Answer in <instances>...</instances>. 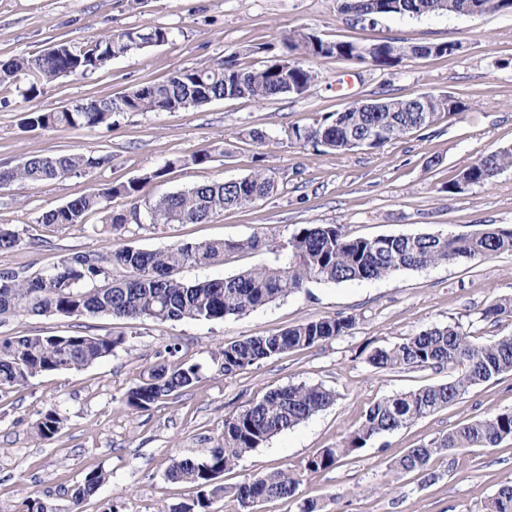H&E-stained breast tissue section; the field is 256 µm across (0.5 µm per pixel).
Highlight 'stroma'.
Instances as JSON below:
<instances>
[{
	"mask_svg": "<svg viewBox=\"0 0 512 512\" xmlns=\"http://www.w3.org/2000/svg\"><path fill=\"white\" fill-rule=\"evenodd\" d=\"M154 24L169 28L168 43L113 59L83 78L44 85L33 101L23 85L0 87V167L26 156L84 151L111 155L110 164L41 185H0V225L22 230L24 241L0 254V269L45 270L65 254L101 251L108 241L144 250L173 244L237 241L258 236L286 241L306 224H338L352 237L471 234L493 224L512 227V168L488 186L450 195L443 187L485 151L512 147V13L479 16H388L351 24L336 0H0V60L36 55L53 44L82 45L116 28ZM305 29L326 40L457 43L452 55L402 59L381 70L334 57L313 67L315 85L302 96L257 102L225 98L173 112H117L111 124L79 129H27L29 106L50 110L92 97H118L142 83L166 81L175 71L219 59L249 45L260 65L279 53L282 36ZM449 94L464 111L442 115L376 149L317 151L291 141L294 127L316 125L354 101ZM265 134V142L252 132ZM207 149L203 164L193 157ZM276 170L278 190L202 224L152 226L132 217L133 206L217 180ZM167 174L143 187L139 202L115 197L108 208L127 217L114 237L100 234L101 217L54 230L38 224L43 211L105 185L126 183L149 168ZM267 250L228 253L223 262L186 267L179 279L195 282L234 276L271 262ZM512 297V254L403 270L373 281L312 283L240 318L216 321L132 322L122 317L17 314L0 320V336H67L85 333L121 338L114 353L79 371L46 373L23 386L0 390V512H19L27 496L67 506L72 487L100 469L109 480L82 512H160L196 499V487L165 476L169 454L209 448L232 416L266 391L290 384L322 385L336 402L299 426L246 454L224 485L276 469L302 474L298 495L264 504L257 512H302L317 501L322 512H483L498 488L512 480V439L495 448L448 453L434 459L429 478L400 475L391 461L406 449L493 412L512 411V372L472 386L452 406L369 443L334 468L309 472L304 465L322 449L342 445L375 402L393 394L448 382L454 368L378 372L369 352L393 346L422 330L458 322L475 341L512 336V318L483 321L490 300ZM349 317L345 336L290 350L237 374L225 375V343L266 336L327 316ZM201 366L191 388L136 412L123 396L165 353ZM56 409L63 419L51 439H37L32 423Z\"/></svg>",
	"mask_w": 512,
	"mask_h": 512,
	"instance_id": "stroma-1",
	"label": "stroma"
}]
</instances>
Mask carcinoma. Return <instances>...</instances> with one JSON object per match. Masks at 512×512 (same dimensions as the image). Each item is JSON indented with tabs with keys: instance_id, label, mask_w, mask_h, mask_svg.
<instances>
[{
	"instance_id": "carcinoma-1",
	"label": "carcinoma",
	"mask_w": 512,
	"mask_h": 512,
	"mask_svg": "<svg viewBox=\"0 0 512 512\" xmlns=\"http://www.w3.org/2000/svg\"><path fill=\"white\" fill-rule=\"evenodd\" d=\"M463 0H378L381 16L423 17L458 14ZM479 11L512 12V0H472ZM170 31L146 24L114 29L108 35L84 45H54L53 51L32 57L0 60V84L18 76L29 78L24 91L28 100L42 86L77 70L85 77L105 67L114 58L147 46L168 42ZM282 51L258 67L246 66L240 59L262 51L242 47L215 61L176 71L164 83H144L119 100L101 97L58 110L29 109L22 124L34 128L75 129L108 123L120 111L167 112L200 107L215 99L248 97L262 102L284 94L301 96L317 80L311 63L319 58L336 57L368 63L380 69L396 66L402 57L393 54L388 41L372 44L366 58L358 54L360 44L326 41L304 30L283 35ZM456 43L408 46L405 54L450 55ZM382 112H338L312 127L293 128L288 137L301 146L344 152L351 141L370 128L381 130L370 148H380L407 132L427 127L439 116L460 112L465 105L450 95H430L431 111L415 112L410 98L381 100ZM111 162L108 155L73 152L54 157L32 155L18 165L0 169V183L45 184L72 173L87 172ZM512 168V147L479 155L458 178L444 186L450 195L467 187L491 184L504 170ZM167 167L150 168L128 183L110 184L98 193L74 198L43 212L37 223L63 229L84 223L89 213L104 215L102 232L112 235L127 221L122 214H111L108 202L117 196L139 198L143 186L166 174ZM275 173L259 168L234 180L212 181L159 197L148 205L152 224H198L231 207H247L274 193ZM23 242L17 229L0 227V254L16 249ZM263 248L257 236L239 241H206L174 244L165 250L149 251L130 246L102 252H75L61 256L52 269L35 275L25 271L0 272V316L24 312L34 315L58 314L67 317L116 316L137 321L221 320L241 317L276 299L298 293L311 283H343L374 280L401 270H416L461 259H486L512 253V228L489 225L468 235L419 234L351 238L338 224H307L277 247L281 258L244 274L224 279L184 282L175 271L223 260L228 252L256 251ZM119 267L125 275L114 278ZM103 286L97 287L95 283ZM512 317V298L491 301L480 311V319L498 321ZM353 327V320L324 317L294 325L279 333L250 336L224 344L221 350L224 375L235 374L291 349L311 347L337 339ZM121 340L108 336L74 334L68 336L0 337V389L23 386L43 373L73 371L88 367L114 353ZM168 357L153 365L143 379L124 396L133 411H146L157 402L193 386L199 381L200 366L172 360L176 347L166 349ZM375 370L396 368L426 369L454 366L459 375L441 384L400 392L374 403L361 423L349 433L344 444L326 448L307 460L309 471L327 470L359 452L368 443L407 427L413 422L453 405L477 384L512 372V336L490 343L472 339L460 323L432 327L389 348H378L367 355ZM336 394L321 385H288L267 391L261 399L224 420V432L211 448L190 449L169 459L167 478L199 488L196 500L165 507L161 512H209L212 500L231 495L243 509L257 502L290 500L298 495L301 474L281 469L248 478L233 487L219 483L247 453L272 437L292 429L333 405ZM62 424L50 409L32 425L35 436L46 440ZM512 438V412L489 414L464 424L428 443L408 449L391 464L399 474H425L432 461L448 452L465 453L474 448H495ZM101 470L87 473L73 489L69 512H80L81 503L94 495L107 481ZM19 512H59V508L39 498L27 497ZM484 512H512V481L504 483L487 501Z\"/></svg>"
}]
</instances>
